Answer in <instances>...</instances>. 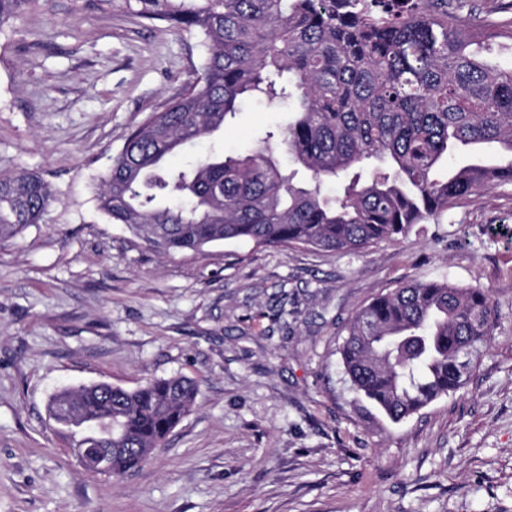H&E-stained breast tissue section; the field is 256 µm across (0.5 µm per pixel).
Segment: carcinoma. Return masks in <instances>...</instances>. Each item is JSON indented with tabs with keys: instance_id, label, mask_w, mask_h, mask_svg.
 <instances>
[{
	"instance_id": "obj_1",
	"label": "carcinoma",
	"mask_w": 512,
	"mask_h": 512,
	"mask_svg": "<svg viewBox=\"0 0 512 512\" xmlns=\"http://www.w3.org/2000/svg\"><path fill=\"white\" fill-rule=\"evenodd\" d=\"M41 0H0V31ZM198 39L197 78L127 135L98 209L165 254L228 242L360 252L438 220L457 198L512 182V29L466 0H75ZM289 102L292 119L246 153L164 161L235 119L241 99ZM299 168L285 171L275 150ZM453 156L457 163L445 165ZM340 181L334 197L322 186ZM53 189L0 175V244L40 223ZM488 291L415 282L352 318L339 352L355 399L393 422L463 388L487 344ZM198 382L63 390L47 404L73 448H110L106 473L142 467L187 416Z\"/></svg>"
}]
</instances>
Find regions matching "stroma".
<instances>
[{
    "mask_svg": "<svg viewBox=\"0 0 512 512\" xmlns=\"http://www.w3.org/2000/svg\"><path fill=\"white\" fill-rule=\"evenodd\" d=\"M195 38L49 0L0 30V174L55 192L0 246V512H512V183L358 253L227 243L161 254L97 209L125 137L192 83ZM287 106L247 101L170 159L246 151ZM489 291L464 387L394 422L355 401L339 348L412 281ZM199 381L165 448L117 479L83 471L47 420L56 390Z\"/></svg>",
    "mask_w": 512,
    "mask_h": 512,
    "instance_id": "stroma-1",
    "label": "stroma"
}]
</instances>
